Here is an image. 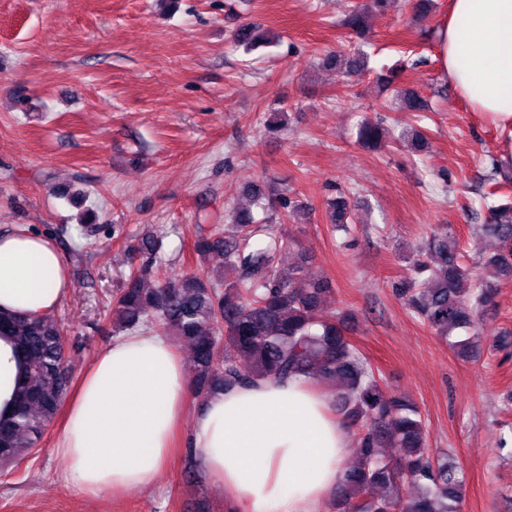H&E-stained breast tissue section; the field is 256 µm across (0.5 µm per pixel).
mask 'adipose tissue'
I'll return each mask as SVG.
<instances>
[{"label":"adipose tissue","instance_id":"obj_1","mask_svg":"<svg viewBox=\"0 0 512 512\" xmlns=\"http://www.w3.org/2000/svg\"><path fill=\"white\" fill-rule=\"evenodd\" d=\"M435 40L445 77L500 129L498 163L512 170V0H450ZM69 288L49 236L0 233L1 312H54ZM20 371L18 350L0 337L2 412L12 408ZM188 395L187 367L167 338L143 330L111 342L68 403L59 443L67 483L91 496L150 485L173 452ZM187 442L226 512H322L356 453L329 396L304 378H259L209 396Z\"/></svg>","mask_w":512,"mask_h":512}]
</instances>
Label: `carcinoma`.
Listing matches in <instances>:
<instances>
[{"instance_id":"1","label":"carcinoma","mask_w":512,"mask_h":512,"mask_svg":"<svg viewBox=\"0 0 512 512\" xmlns=\"http://www.w3.org/2000/svg\"><path fill=\"white\" fill-rule=\"evenodd\" d=\"M393 0H366L354 7L345 26L364 29L365 14L385 11ZM367 55L360 49L338 51L325 64L347 73L363 70ZM403 112H422L425 103L412 91L400 99ZM395 133L363 122L357 141L374 147ZM243 193L247 207L236 208L224 229L197 239L195 251L201 273L171 279L152 271L161 241L142 240L147 264L131 272L112 294V329L116 334L153 324L162 333L186 343L192 351L191 381L197 398L229 390L257 378L288 380L314 377L340 382V409L356 431L359 463L345 478L338 502L340 512H456L463 477L447 458L430 454L427 425L410 401L382 390L373 369L345 335L346 317L329 314L327 299L334 293L327 277L309 278L308 260L299 255L283 265L281 253L291 249L283 235L267 225V240L252 243L257 232L253 209L276 212L285 203L249 182ZM331 224L349 223L351 205L341 192L327 202ZM480 231L498 241V249L481 266L485 279L512 278V202L489 205ZM222 257L213 269L211 255ZM423 281L397 289L411 312L435 334L448 339L457 329H477V312L489 296L481 289L465 290L471 271L458 261L451 226L433 234L427 251L403 255ZM0 336H8L22 354L16 404L8 417L0 415V463L12 468L39 451L46 425L57 415L68 390L69 375L62 329L54 314L17 317L0 313ZM390 443L400 450L396 461L383 459ZM416 489L403 494L404 486ZM378 487L383 494L366 499Z\"/></svg>"}]
</instances>
